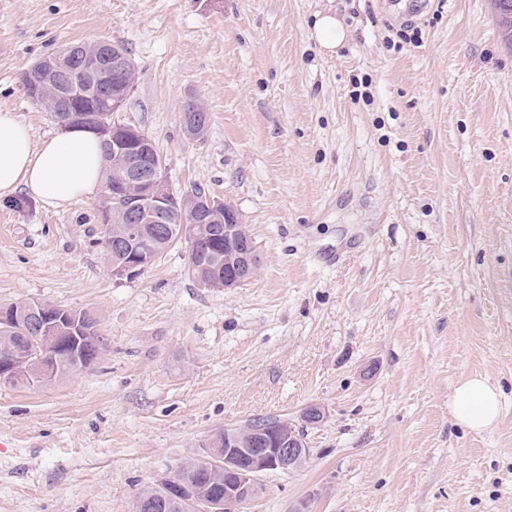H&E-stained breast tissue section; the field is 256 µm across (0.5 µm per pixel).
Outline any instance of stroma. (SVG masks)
I'll list each match as a JSON object with an SVG mask.
<instances>
[{"label":"stroma","mask_w":512,"mask_h":512,"mask_svg":"<svg viewBox=\"0 0 512 512\" xmlns=\"http://www.w3.org/2000/svg\"><path fill=\"white\" fill-rule=\"evenodd\" d=\"M324 14L346 30L332 50ZM99 40L134 65L114 120L151 138L175 194L239 213L259 267L205 288L181 242L120 276L102 192L1 198L0 304L91 310L108 348L0 386V512H133L218 429L311 404L308 460L245 512H512V49L491 0H0V112L34 143L59 132L21 75ZM475 375L502 394L481 433L448 408ZM317 41L326 49H334L345 38V32L336 17L326 14L318 18L314 23Z\"/></svg>","instance_id":"stroma-1"}]
</instances>
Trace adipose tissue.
I'll return each mask as SVG.
<instances>
[{
	"instance_id": "1",
	"label": "adipose tissue",
	"mask_w": 512,
	"mask_h": 512,
	"mask_svg": "<svg viewBox=\"0 0 512 512\" xmlns=\"http://www.w3.org/2000/svg\"><path fill=\"white\" fill-rule=\"evenodd\" d=\"M106 170L100 140L91 130L69 127L36 145L28 126L14 113H0V198L23 188L62 208L93 195ZM450 409L459 424L486 431L498 421L500 395L486 378L473 376L455 387Z\"/></svg>"
}]
</instances>
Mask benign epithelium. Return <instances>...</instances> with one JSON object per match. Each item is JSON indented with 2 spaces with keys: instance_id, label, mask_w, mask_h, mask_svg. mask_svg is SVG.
Wrapping results in <instances>:
<instances>
[{
  "instance_id": "benign-epithelium-1",
  "label": "benign epithelium",
  "mask_w": 512,
  "mask_h": 512,
  "mask_svg": "<svg viewBox=\"0 0 512 512\" xmlns=\"http://www.w3.org/2000/svg\"><path fill=\"white\" fill-rule=\"evenodd\" d=\"M99 50L86 45L67 46L53 57L41 59L33 69L40 77L28 86V96L34 102L43 101L41 86L51 84L57 97L67 103L68 119L80 120L85 106L80 100L93 96L116 112L124 104L128 91L112 84V75L121 73L132 66L128 56L119 51L112 52L111 62L101 66L97 62ZM67 58L72 67L63 68L55 63L58 58ZM89 78L90 87L84 89L78 84V76ZM97 134L111 146L112 156L121 161L123 174L112 183L108 197L119 200L133 196L129 204V223L132 227L118 248L132 251L133 243L144 233L143 223L156 225V231L163 230L173 212L184 208V197L175 195L167 184L157 164L156 148L153 141L137 129L124 124H104L96 127ZM196 224L181 225V237L195 249L201 232L206 230L203 222L215 210L213 200L208 196L195 199ZM224 255L228 258L230 274L218 268L208 269V277L224 278V288H239L249 282L258 267L257 251L253 238L238 235L236 225L240 218L231 206H224ZM71 314L42 301H29L20 308L0 310L1 323H25L41 341V366L49 369L48 362L55 358V348L67 335L75 334L69 324ZM253 447L238 448L230 434H224V454L204 459V465L218 464L224 467V503L222 508L209 501L201 503L187 500L192 512H243L245 506L258 501L265 491L261 476L268 472L290 473L310 456V450L298 430V425L284 420L279 426H261L253 431Z\"/></svg>"
}]
</instances>
